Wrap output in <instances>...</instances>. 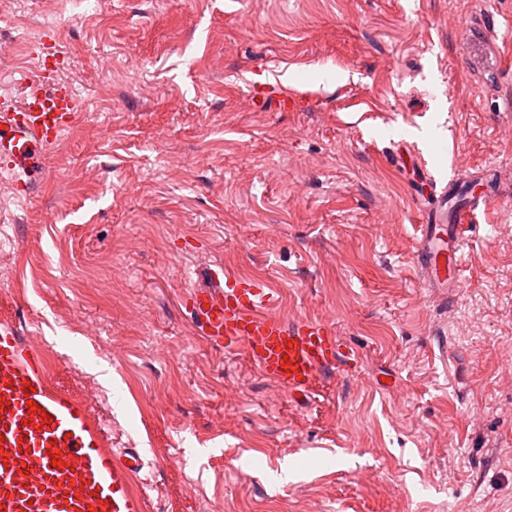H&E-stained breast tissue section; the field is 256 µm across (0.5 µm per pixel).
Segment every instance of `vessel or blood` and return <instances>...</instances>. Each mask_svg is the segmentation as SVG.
<instances>
[{
  "mask_svg": "<svg viewBox=\"0 0 512 512\" xmlns=\"http://www.w3.org/2000/svg\"><path fill=\"white\" fill-rule=\"evenodd\" d=\"M276 95L280 108L304 110L303 93L249 84L247 97L261 106ZM80 101L66 83L30 79L20 102L0 107V180L15 197L34 198L45 157L79 115ZM487 199L442 205L425 214L415 264L428 287H456L463 267L465 225ZM212 287L193 289L186 306L206 339L225 350H242L265 378L295 399L313 398L323 371L347 362L346 346L324 324L287 322L277 312L279 294L262 278L228 268L210 270ZM36 402L38 412L28 410ZM62 453L52 465L51 447ZM0 512H148L149 499L135 481L142 461L115 451L103 426L71 391L55 384L44 353L27 344L13 320H0Z\"/></svg>",
  "mask_w": 512,
  "mask_h": 512,
  "instance_id": "b4317fda",
  "label": "vessel or blood"
}]
</instances>
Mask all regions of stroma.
<instances>
[{
  "mask_svg": "<svg viewBox=\"0 0 512 512\" xmlns=\"http://www.w3.org/2000/svg\"><path fill=\"white\" fill-rule=\"evenodd\" d=\"M271 60L306 110L249 104ZM34 77L84 107L35 198L0 185V316L151 512H512V0H6L0 105ZM422 166L500 182L445 297ZM216 266L350 348L315 401L205 339Z\"/></svg>",
  "mask_w": 512,
  "mask_h": 512,
  "instance_id": "35a3bbf8",
  "label": "stroma"
}]
</instances>
